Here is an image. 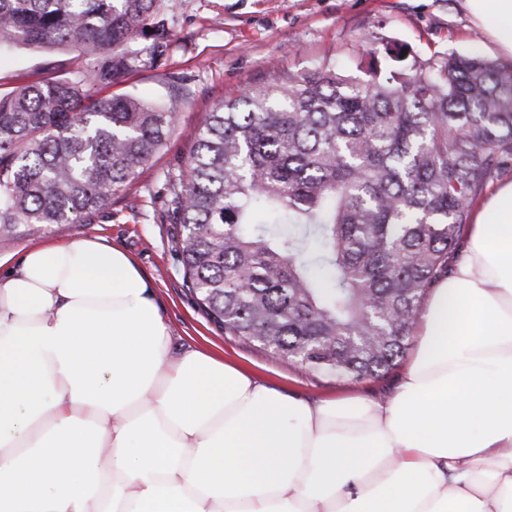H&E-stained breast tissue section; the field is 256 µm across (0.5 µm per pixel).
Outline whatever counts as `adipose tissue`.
Wrapping results in <instances>:
<instances>
[{"instance_id": "obj_1", "label": "adipose tissue", "mask_w": 512, "mask_h": 512, "mask_svg": "<svg viewBox=\"0 0 512 512\" xmlns=\"http://www.w3.org/2000/svg\"><path fill=\"white\" fill-rule=\"evenodd\" d=\"M465 5L512 58V0ZM170 343L125 251L0 257V512H512L511 180L385 397L302 399Z\"/></svg>"}]
</instances>
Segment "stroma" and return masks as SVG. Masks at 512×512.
<instances>
[{
    "label": "stroma",
    "instance_id": "1",
    "mask_svg": "<svg viewBox=\"0 0 512 512\" xmlns=\"http://www.w3.org/2000/svg\"><path fill=\"white\" fill-rule=\"evenodd\" d=\"M173 44L164 64L132 71L117 92L161 101L171 77L191 98L180 107L173 134L111 206L90 224H53L0 241V256L18 260L32 246L98 239L129 253L151 281L160 313L171 327V349H202L300 397L378 398L402 372L376 379L311 376L279 358L225 336L197 306L174 251L165 186L182 168L207 112L263 77L299 73L331 59L368 80L406 71L428 59L479 53L500 60L474 27L463 0H176L169 15ZM47 53L24 46L0 50V92L41 79Z\"/></svg>",
    "mask_w": 512,
    "mask_h": 512
}]
</instances>
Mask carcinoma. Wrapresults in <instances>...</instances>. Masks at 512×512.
Instances as JSON below:
<instances>
[{
    "instance_id": "1",
    "label": "carcinoma",
    "mask_w": 512,
    "mask_h": 512,
    "mask_svg": "<svg viewBox=\"0 0 512 512\" xmlns=\"http://www.w3.org/2000/svg\"><path fill=\"white\" fill-rule=\"evenodd\" d=\"M175 0H0V47L76 51L0 93V238L89 224L166 144L169 102L101 92L157 67ZM512 167V64L480 54L362 80L324 60L207 113L167 180L184 281L224 335L360 380L411 348L476 203Z\"/></svg>"
}]
</instances>
